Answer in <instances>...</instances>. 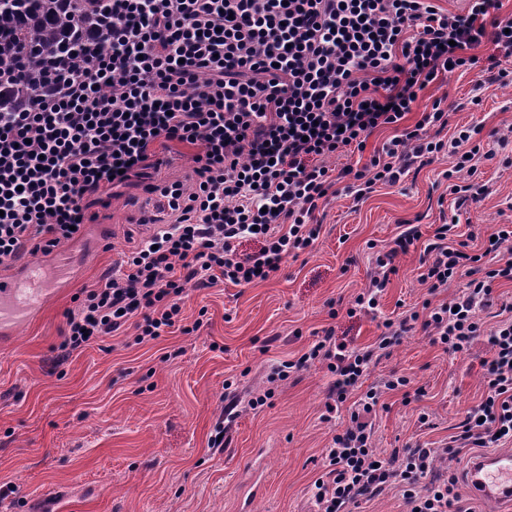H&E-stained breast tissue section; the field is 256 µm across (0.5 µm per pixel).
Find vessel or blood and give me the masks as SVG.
<instances>
[{"label": "vessel or blood", "mask_w": 512, "mask_h": 512, "mask_svg": "<svg viewBox=\"0 0 512 512\" xmlns=\"http://www.w3.org/2000/svg\"><path fill=\"white\" fill-rule=\"evenodd\" d=\"M79 255L60 254L57 277L47 280L39 267L18 261L0 272V343L14 340L17 329L34 320L42 308L69 284L68 274ZM471 494L512 512V451L498 450L472 458L463 472Z\"/></svg>", "instance_id": "1"}]
</instances>
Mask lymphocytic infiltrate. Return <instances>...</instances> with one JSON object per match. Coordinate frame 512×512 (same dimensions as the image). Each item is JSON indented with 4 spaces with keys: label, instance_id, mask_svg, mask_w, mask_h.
Masks as SVG:
<instances>
[{
    "label": "lymphocytic infiltrate",
    "instance_id": "f902f5d3",
    "mask_svg": "<svg viewBox=\"0 0 512 512\" xmlns=\"http://www.w3.org/2000/svg\"><path fill=\"white\" fill-rule=\"evenodd\" d=\"M112 11L103 33L107 50L73 71L54 92L38 94L23 112L0 114V266L24 252L51 253L79 237L108 205L114 189L131 181L160 192L170 224L128 253L121 274L86 291L65 314L58 362L134 325L141 344L177 331L197 332L182 309L192 290L218 283L246 286L273 277L288 257L318 239L320 210L338 188L363 201L377 186L396 184L413 165L451 152L443 171L456 210L489 193L475 182L484 155L483 128L448 127L445 98L419 106L436 81L477 65L488 46L489 82L512 84V14L502 0H469L467 12L442 10L435 0H81ZM118 84L119 92L103 91ZM422 116L405 125L413 111ZM393 135L369 163L328 166L347 147L364 150L374 132ZM189 146L195 188L153 185L160 149ZM454 226L437 225L430 239L418 226L378 253L369 287L356 296L374 312L397 255L424 242L421 310L385 319L376 342L347 348L326 328L297 360L273 366L272 385L311 364L325 363L333 380L326 413L351 403L348 426L325 450V471L311 485L316 512H356L363 502L398 491L407 512H470L456 473L434 475L436 451L405 447L383 455L373 446V419L382 396L402 392L406 377L366 385L371 364L415 329L451 354L485 343L484 395L449 436V455L464 448L512 443V303L486 326L495 284L512 281V260L498 258L512 240L502 224L484 251L454 240ZM260 247L239 253V240ZM456 294H448L453 282ZM358 401H350L353 391Z\"/></svg>",
    "mask_w": 512,
    "mask_h": 512
}]
</instances>
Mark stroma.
I'll list each match as a JSON object with an SVG mask.
<instances>
[{"label":"stroma","mask_w":512,"mask_h":512,"mask_svg":"<svg viewBox=\"0 0 512 512\" xmlns=\"http://www.w3.org/2000/svg\"><path fill=\"white\" fill-rule=\"evenodd\" d=\"M447 97L451 125H484L507 144L478 162L492 192L477 208L456 213L441 173L451 156L409 171L364 203L340 192L324 208L311 253L285 260L268 281L221 284L190 292L188 320L202 319L192 336L170 333L132 344L134 328L92 345L54 366L64 313L74 299L118 274L133 242L169 222L164 198L139 187L118 190L99 209L111 225L107 241L88 239L92 259L74 285L13 346L0 348V484L14 494L0 512H314L311 484L324 471L323 450L349 422L347 408L322 421L330 375L314 363L269 385L272 364L293 360L334 327L337 338L363 348L387 318L420 306L419 250L398 255L397 274L375 313L349 317L347 307L368 286L369 243L391 245L406 221L423 235L457 219L459 240L488 237L512 225V86L489 85L480 68L430 85L424 102ZM486 345L451 355L423 331L406 336L372 368L422 388L419 400L382 399L374 443L384 453L405 445L441 448L452 427L484 393L480 361ZM274 388L269 405L250 401ZM428 424H421V416ZM223 429V451L210 448Z\"/></svg>","instance_id":"1"}]
</instances>
